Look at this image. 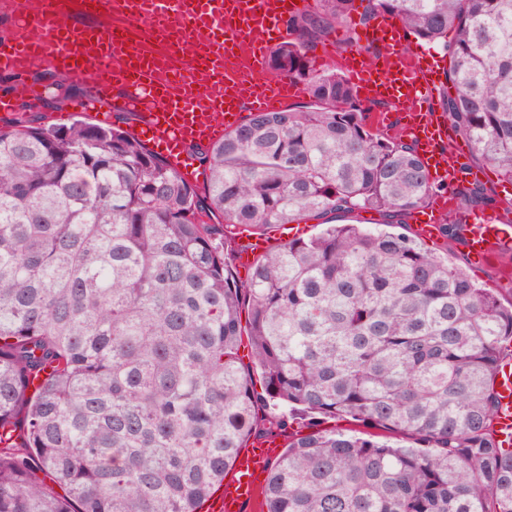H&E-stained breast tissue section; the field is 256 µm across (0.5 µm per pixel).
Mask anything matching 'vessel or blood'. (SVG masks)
Here are the masks:
<instances>
[{
	"label": "vessel or blood",
	"mask_w": 512,
	"mask_h": 512,
	"mask_svg": "<svg viewBox=\"0 0 512 512\" xmlns=\"http://www.w3.org/2000/svg\"><path fill=\"white\" fill-rule=\"evenodd\" d=\"M10 28L0 34V70L24 74L49 68L76 79H90L95 99L84 109L102 115L134 112L136 138L162 155L184 180L197 183L199 169L191 145L211 142L235 127L243 105L257 112L282 109L300 86L270 77L265 41L280 33L294 0H14ZM104 14L109 22L82 28L68 18L77 9ZM380 48L374 67H352V84L368 101H386L396 129L416 146L429 173L453 180L467 154L448 145V122L438 112L414 106L432 96L439 63H424L420 52L404 44L401 26L382 16L374 26ZM39 86L22 82L0 98V112L16 101L41 97ZM449 195L436 196L430 211H416L421 238L437 235L436 215L447 213ZM464 247L474 264L483 265L512 251V232L493 210L463 214ZM499 412L492 429L502 447L512 446V361L502 371ZM279 437L268 436L239 451L225 474L220 496L206 512H248L267 478L266 466L279 454Z\"/></svg>",
	"instance_id": "1"
}]
</instances>
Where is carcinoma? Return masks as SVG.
<instances>
[{"mask_svg":"<svg viewBox=\"0 0 512 512\" xmlns=\"http://www.w3.org/2000/svg\"><path fill=\"white\" fill-rule=\"evenodd\" d=\"M357 9L290 15L270 65L308 105L198 151L201 192L116 124L47 125L22 103L0 129V429L21 438L0 446V512H198L272 433L269 401L277 429L309 433L269 464L267 512H512V449L490 432L512 303L407 235L336 223L392 224L443 190L414 143L370 130L342 73L313 68ZM385 14L448 55L442 114L512 183V0H367L359 24ZM74 90L53 83L43 107ZM452 194L485 203L463 177ZM304 216L318 233L234 277L228 228ZM336 417L367 431L323 426Z\"/></svg>","mask_w":512,"mask_h":512,"instance_id":"carcinoma-1","label":"carcinoma"}]
</instances>
